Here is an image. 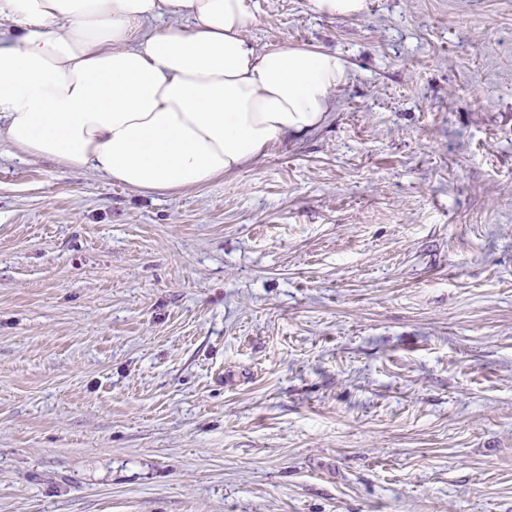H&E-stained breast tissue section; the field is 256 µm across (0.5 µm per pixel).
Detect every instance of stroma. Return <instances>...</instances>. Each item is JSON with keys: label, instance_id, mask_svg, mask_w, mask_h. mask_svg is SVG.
Segmentation results:
<instances>
[{"label": "stroma", "instance_id": "35a3bbf8", "mask_svg": "<svg viewBox=\"0 0 512 512\" xmlns=\"http://www.w3.org/2000/svg\"><path fill=\"white\" fill-rule=\"evenodd\" d=\"M310 134L175 194L0 146V512H512V0H247ZM311 10L319 15L351 18L363 14L367 0H310Z\"/></svg>", "mask_w": 512, "mask_h": 512}]
</instances>
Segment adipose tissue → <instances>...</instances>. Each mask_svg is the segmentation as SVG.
<instances>
[{
  "mask_svg": "<svg viewBox=\"0 0 512 512\" xmlns=\"http://www.w3.org/2000/svg\"><path fill=\"white\" fill-rule=\"evenodd\" d=\"M247 0H0V143L167 193L315 130L336 52L259 48Z\"/></svg>",
  "mask_w": 512,
  "mask_h": 512,
  "instance_id": "adipose-tissue-1",
  "label": "adipose tissue"
}]
</instances>
